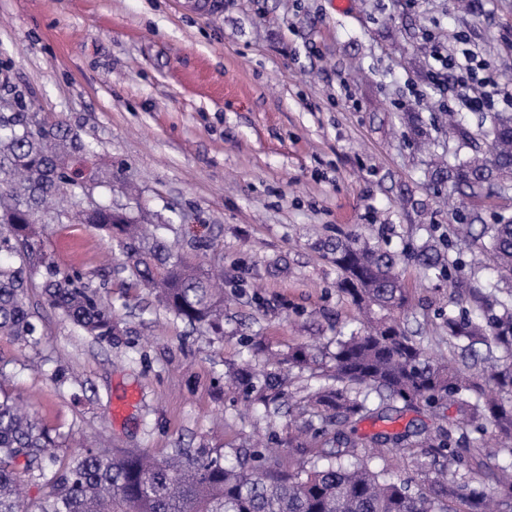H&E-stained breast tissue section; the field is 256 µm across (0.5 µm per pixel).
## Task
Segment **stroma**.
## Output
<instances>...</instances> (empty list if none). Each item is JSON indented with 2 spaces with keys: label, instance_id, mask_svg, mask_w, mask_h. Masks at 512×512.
Returning <instances> with one entry per match:
<instances>
[{
  "label": "stroma",
  "instance_id": "obj_1",
  "mask_svg": "<svg viewBox=\"0 0 512 512\" xmlns=\"http://www.w3.org/2000/svg\"><path fill=\"white\" fill-rule=\"evenodd\" d=\"M0 0V99L34 103L93 143L111 187L96 198L171 224L170 242L224 269V336L175 320L84 224H50L44 252L111 300V342L74 329L41 289L30 303L35 350L0 338L8 378L61 442L221 453L287 442L298 409L250 404L228 368L246 346L288 352L359 328L325 242L362 233L402 256L409 304L400 323L438 359L449 294L412 251L429 234L468 246L428 176V156L471 155L449 137L451 96L433 42L466 33L478 61L512 90V0ZM425 122L422 149L406 113Z\"/></svg>",
  "mask_w": 512,
  "mask_h": 512
}]
</instances>
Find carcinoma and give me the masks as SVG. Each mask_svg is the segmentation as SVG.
I'll list each match as a JSON object with an SVG mask.
<instances>
[{
    "instance_id": "carcinoma-1",
    "label": "carcinoma",
    "mask_w": 512,
    "mask_h": 512,
    "mask_svg": "<svg viewBox=\"0 0 512 512\" xmlns=\"http://www.w3.org/2000/svg\"><path fill=\"white\" fill-rule=\"evenodd\" d=\"M496 161L474 154L453 163H433L437 186L474 197L484 188L512 179V115L490 116L484 131ZM91 145L55 116L19 109L0 112V337L34 349L41 333L28 305V289H43L46 304L86 335L112 341V302L77 271H62L45 260L43 236L48 224H89L108 243H116L122 285L147 288L177 320L215 332L224 322V294L218 276L193 262L169 242L167 224L146 230L138 217L102 203L82 208L77 197L112 179L92 175L73 185L75 167L92 157ZM465 236L480 244L496 275L489 291L473 289L476 308L448 311V340L461 351L490 364L476 376L468 368L434 361L420 341L391 318L408 305L397 254L357 234L327 244L341 272L340 291L360 309L382 316L363 330L336 337L328 360L321 347L301 345L288 354V370L317 365L321 382L302 399L327 425H336L328 448H307L303 430L288 437V447L311 454L292 470L269 465L270 448L248 456L235 452L229 461L204 448H175L162 459L145 450L109 451L84 443L59 465L54 440L23 400L0 391V512H512V473L495 464L512 457V219L481 224L478 217L456 213ZM414 259L427 273L459 287V268L476 275L483 263L452 260L427 241ZM499 351L509 362L493 356ZM230 375L256 404L269 408L284 399L292 374L271 371L245 359ZM392 402L427 410L438 420L431 429L376 433L370 443L389 445L413 463L419 482L375 467L381 455L357 452L352 438L367 419L387 421ZM454 408L465 429L454 435L440 421ZM493 428L494 448H469L467 435ZM497 469L490 487L472 475L465 454ZM24 459V468L16 464ZM37 483L41 498L29 501Z\"/></svg>"
}]
</instances>
